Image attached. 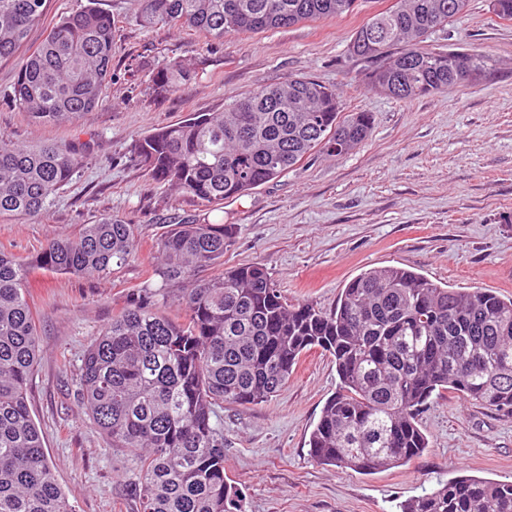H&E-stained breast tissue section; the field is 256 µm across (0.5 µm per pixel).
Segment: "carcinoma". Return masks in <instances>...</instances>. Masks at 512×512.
Masks as SVG:
<instances>
[{
  "mask_svg": "<svg viewBox=\"0 0 512 512\" xmlns=\"http://www.w3.org/2000/svg\"><path fill=\"white\" fill-rule=\"evenodd\" d=\"M469 0H397L356 31L352 54L371 63L378 91L408 99L482 80L491 60L428 47L398 53L448 25ZM149 28L198 29L215 40L351 14L361 0H138ZM46 0H0V60L14 56L45 16ZM512 20V0H489ZM115 21L90 3L57 23L22 62L7 102L43 124L72 121L112 83ZM193 59L157 71L167 92L196 75ZM371 129L346 114L336 90L290 77L136 139L141 168L211 204L248 194L307 155L343 156ZM86 158L85 145L24 146L0 134V216L46 212ZM233 224L187 220L158 243L160 264L86 350L78 403L136 473L140 512H238L224 473V404L268 401L300 355H332L339 378L309 438L321 465L371 473L429 448L419 416L445 392L512 413V297L441 286L397 266L362 271L323 311L288 304L259 265L224 267ZM136 225L104 215L76 237L53 239L26 261L0 251V512H75L58 483L26 399L39 356L28 283L35 271L106 276L137 246ZM206 267L221 271L198 277ZM179 287L176 313L165 310ZM400 512H512V481L463 476L399 505Z\"/></svg>",
  "mask_w": 512,
  "mask_h": 512,
  "instance_id": "cac0c4a2",
  "label": "carcinoma"
}]
</instances>
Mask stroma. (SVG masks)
Returning <instances> with one entry per match:
<instances>
[{
	"instance_id": "obj_1",
	"label": "stroma",
	"mask_w": 512,
	"mask_h": 512,
	"mask_svg": "<svg viewBox=\"0 0 512 512\" xmlns=\"http://www.w3.org/2000/svg\"><path fill=\"white\" fill-rule=\"evenodd\" d=\"M395 0L223 41L187 29L145 28L135 0H99L116 32L103 104L62 125L37 124L2 104L21 57L0 61V133L26 145L87 144L83 168L37 218L0 217V250L33 258L51 239L74 236L104 214L138 228L135 253L104 277L35 272L29 279L39 358L28 402L56 476L77 512H139L125 455L78 407L80 367L97 331L156 264L173 224L205 217L238 228L225 267L256 263L291 304L334 307L362 271L398 266L453 288L512 296V21L488 0L424 37L494 62L476 84L399 99L364 79L350 42ZM196 77L176 92L151 91L153 74L188 57ZM136 63V76L127 66ZM307 76L337 90L344 111L372 115L366 140L336 157L314 152L283 176L213 207L152 180L137 165L138 136L212 112L245 93ZM338 384L331 355L304 352L287 386L256 405H225L224 472L242 512H395L397 503L460 476L512 480V415L445 393L420 421L428 450L407 465L361 474L316 463L308 440Z\"/></svg>"
}]
</instances>
